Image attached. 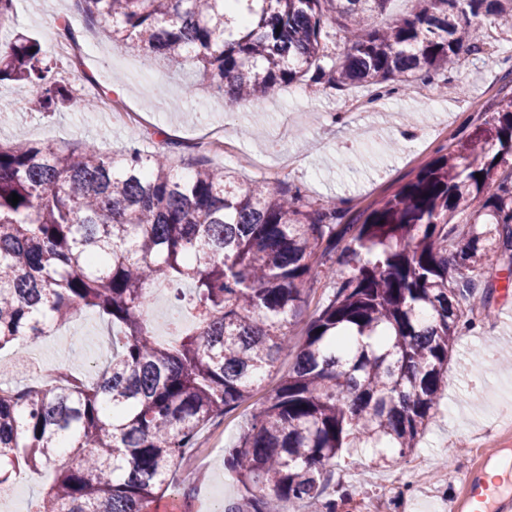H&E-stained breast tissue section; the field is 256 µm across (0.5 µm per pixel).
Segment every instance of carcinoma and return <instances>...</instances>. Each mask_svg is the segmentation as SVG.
Masks as SVG:
<instances>
[{"label":"carcinoma","mask_w":512,"mask_h":512,"mask_svg":"<svg viewBox=\"0 0 512 512\" xmlns=\"http://www.w3.org/2000/svg\"><path fill=\"white\" fill-rule=\"evenodd\" d=\"M104 38L171 70L188 61L229 108L303 82L316 90L430 81L480 50L512 0H415L377 27L388 0H83ZM344 33L333 48L329 28ZM57 62L19 35L0 82L66 93ZM415 175L352 212L317 206L223 168L176 173L168 156L93 142L0 143V350L49 335L79 308L112 327L87 378L0 390V488L52 478L29 512H148L199 431L235 410L283 355L288 373L256 407L224 466L249 497L222 512H336L326 492L345 448L416 447L468 328L469 274L488 253L512 272V90ZM483 175L478 180L475 174ZM20 197L17 205L8 198ZM470 211L461 232L457 217ZM331 293L290 343L312 289ZM193 289V327L153 333L152 289Z\"/></svg>","instance_id":"cac0c4a2"}]
</instances>
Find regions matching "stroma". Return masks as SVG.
Segmentation results:
<instances>
[{
  "instance_id": "stroma-1",
  "label": "stroma",
  "mask_w": 512,
  "mask_h": 512,
  "mask_svg": "<svg viewBox=\"0 0 512 512\" xmlns=\"http://www.w3.org/2000/svg\"><path fill=\"white\" fill-rule=\"evenodd\" d=\"M51 1L55 9L69 12L76 34L91 42L93 50L84 58L65 54L52 41ZM19 32L40 43L66 80L84 69L93 83L55 111L34 112L28 101L38 95V86L1 82V142L65 147L92 141L107 154L135 143L144 151L174 157L179 170L205 163L231 169L246 181L284 169L288 186L300 187L309 201L333 200L341 207L367 205L425 163L438 146L460 138L483 118L499 96L501 76L512 70V18L506 16L485 28L481 50L467 56L458 71L430 82V95H420L414 81L383 96L373 86L315 93L295 84L228 112L217 94L199 85L193 69L174 72L145 52L101 39L77 0H16L15 26L0 31V42H10ZM192 83L198 90L190 100L185 89ZM115 86L126 111L134 115L131 121L118 120L111 107L98 101ZM356 97L371 101V108L355 119L338 120ZM212 129L222 130L235 155L193 150V142ZM506 276L495 260L482 271L481 280L494 283L488 308L468 312L472 325L455 345L447 391L414 450L427 457L430 480L415 482L406 465H392L379 452L345 450L336 460V475L351 497L337 512H353L365 497L382 500L385 512H448L449 503L464 495L462 481L452 480L451 472L478 466L497 447L507 449L506 459L512 462V366L499 361L502 351L512 350V284ZM107 340L100 317L79 310L23 357L1 350L0 382L14 384L34 375L40 361L91 372ZM251 412V403H244L218 427L201 430L198 449L190 450L177 467L152 512L223 508L234 484L224 451L237 443Z\"/></svg>"
}]
</instances>
